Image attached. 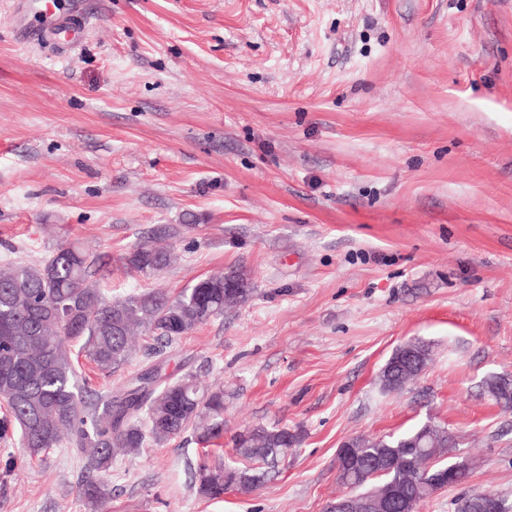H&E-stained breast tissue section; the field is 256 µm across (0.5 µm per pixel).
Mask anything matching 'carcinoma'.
Listing matches in <instances>:
<instances>
[{
    "mask_svg": "<svg viewBox=\"0 0 512 512\" xmlns=\"http://www.w3.org/2000/svg\"><path fill=\"white\" fill-rule=\"evenodd\" d=\"M98 260L74 244H61L40 265H0V438L19 432L20 443L37 457L68 439L90 472L107 470L114 458L138 455L150 442L162 444L192 429L207 448L224 437V387L203 390L186 373L161 374L164 348L192 333L224 309L248 302L254 289L235 268L198 280L171 296L163 291L137 292L107 301L100 289L87 286ZM127 267L144 277L169 265V254L154 245L138 244ZM140 330L159 343V359L139 370L123 389L87 397L79 391L77 364L84 355L105 373L131 363L132 336ZM80 343L73 352V343ZM421 368L406 360L397 347L379 375L384 392L401 390L419 378ZM484 392L512 409V379H488ZM448 429L421 425L396 437H356L355 468L339 467L346 488L365 493L397 485L401 501L419 504L435 493L464 485L471 469L448 480L443 456L452 446ZM300 443V434L286 427L256 426L233 437L240 466L203 462L195 472L197 492L220 498L229 490L250 492L263 486L271 472ZM389 459L392 470L379 472L378 461ZM91 512H101L112 490L91 477L82 486Z\"/></svg>",
    "mask_w": 512,
    "mask_h": 512,
    "instance_id": "carcinoma-1",
    "label": "carcinoma"
}]
</instances>
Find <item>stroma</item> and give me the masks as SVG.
Here are the masks:
<instances>
[{
    "mask_svg": "<svg viewBox=\"0 0 512 512\" xmlns=\"http://www.w3.org/2000/svg\"><path fill=\"white\" fill-rule=\"evenodd\" d=\"M82 35L22 44L27 0H0V264L57 245L99 255L107 298L177 293L231 268L252 298L167 348V373L224 385L235 434L285 426L301 443L251 492L200 496L192 432L119 457L104 512H324L336 454L357 436L435 420L462 491L512 499V410L485 381L512 376V0H82ZM173 263L124 265L141 242ZM432 348L387 393L399 345ZM130 368L81 363V389ZM71 445L29 459L0 439V512H87ZM422 369L406 360L405 349L398 346L379 375L380 389L384 392L401 390L419 378Z\"/></svg>",
    "mask_w": 512,
    "mask_h": 512,
    "instance_id": "1",
    "label": "stroma"
}]
</instances>
